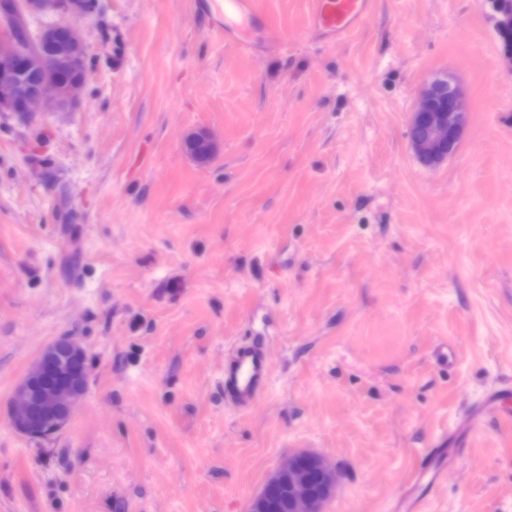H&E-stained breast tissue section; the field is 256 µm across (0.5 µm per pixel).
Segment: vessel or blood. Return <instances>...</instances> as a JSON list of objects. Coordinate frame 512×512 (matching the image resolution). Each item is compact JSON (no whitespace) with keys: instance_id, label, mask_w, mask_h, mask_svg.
<instances>
[{"instance_id":"1","label":"vessel or blood","mask_w":512,"mask_h":512,"mask_svg":"<svg viewBox=\"0 0 512 512\" xmlns=\"http://www.w3.org/2000/svg\"><path fill=\"white\" fill-rule=\"evenodd\" d=\"M372 3L373 0H311V27L323 39L340 41L363 22ZM244 29L253 41L267 43L281 39L280 32L267 27L254 11L252 0H225V33ZM269 375L270 364L261 341L237 346L224 362L225 399L238 408H250L265 389ZM488 416L512 420V390L506 389L488 397L467 421L474 427ZM449 463L444 441H436L424 449L407 481L406 499L416 505L428 497L440 484Z\"/></svg>"}]
</instances>
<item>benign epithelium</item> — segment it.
I'll list each match as a JSON object with an SVG mask.
<instances>
[{
    "label": "benign epithelium",
    "mask_w": 512,
    "mask_h": 512,
    "mask_svg": "<svg viewBox=\"0 0 512 512\" xmlns=\"http://www.w3.org/2000/svg\"><path fill=\"white\" fill-rule=\"evenodd\" d=\"M497 33L512 29V4L489 0ZM63 14L35 34L17 36L12 27H28L35 17ZM87 17L82 0H10L0 12V112L32 115L43 105L66 112L77 105L87 80L89 47L76 21ZM468 108L458 84L437 78L421 89L408 122V143L425 164L435 165L457 148ZM87 365L81 343L64 336L48 344L19 382L11 408L17 432L43 438L61 431L87 389ZM338 484L336 464L326 455L299 450L288 455L251 498L248 512H272L274 497L285 492L288 512H325Z\"/></svg>",
    "instance_id": "obj_1"
}]
</instances>
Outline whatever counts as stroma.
Returning <instances> with one entry per match:
<instances>
[{"mask_svg": "<svg viewBox=\"0 0 512 512\" xmlns=\"http://www.w3.org/2000/svg\"><path fill=\"white\" fill-rule=\"evenodd\" d=\"M374 2L327 44L310 0H255L267 46L211 0H96L81 103L0 112V512H247L299 449L340 471L325 512H394L447 432L425 512H512V424L463 425L512 384V60L486 0ZM443 76L470 112L431 167L408 119ZM61 336L88 387L30 439L14 390ZM255 338L239 410L224 359ZM270 364L261 341L238 345L224 361V398L240 409L255 404L265 389Z\"/></svg>", "mask_w": 512, "mask_h": 512, "instance_id": "35a3bbf8", "label": "stroma"}]
</instances>
